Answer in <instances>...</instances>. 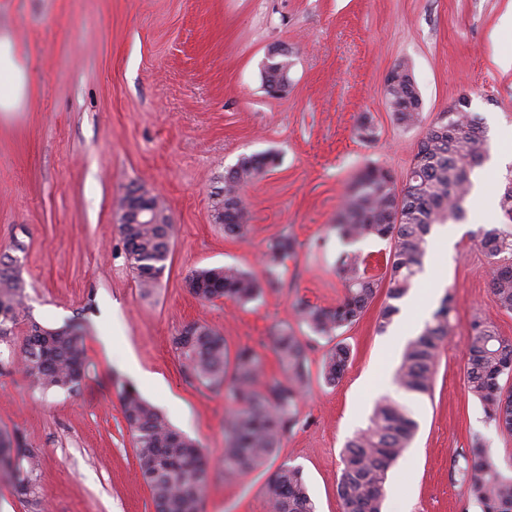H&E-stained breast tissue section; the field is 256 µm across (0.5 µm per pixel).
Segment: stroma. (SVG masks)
<instances>
[{
  "label": "stroma",
  "instance_id": "1",
  "mask_svg": "<svg viewBox=\"0 0 512 512\" xmlns=\"http://www.w3.org/2000/svg\"><path fill=\"white\" fill-rule=\"evenodd\" d=\"M510 14L512 0H0V35L30 64L19 106L0 112V254L15 258L25 282L14 337L0 342V432L39 449L46 512H154L119 403L125 384L219 459L230 404L189 383L172 344L195 321L230 349H253L270 374L279 371L271 336L288 323L306 346L308 378L279 450L244 478L214 468L203 512H267L262 488L284 463L302 468L318 512H341L342 451L367 428L375 386L402 348L378 329L386 296L377 293L339 330L351 358L326 384L329 345L294 305L336 306L340 260L354 252L366 276L384 281L390 240L343 239L336 218L366 168L403 180L431 122L460 97L487 127L491 160L476 179L500 195L512 170V29L502 26ZM274 46L290 52L277 96L262 82ZM401 62L423 100L421 122L408 128L386 95ZM253 154L275 162L244 190L248 234L229 237L213 194ZM134 185L163 201L173 224L170 260L149 296L119 229ZM463 209L444 226L452 247L432 252V278L417 276L411 291L424 300L450 291L456 311L430 394H396L419 429L386 483L404 488V499H385L383 512H481L453 471L478 443L512 475V435L469 393L465 359L474 320L512 338V313L492 302L489 262L472 238L502 216L477 213L472 195ZM283 233L295 251L259 300L204 304L186 288L201 268L264 277L267 245ZM34 322L83 323L89 376L78 393H41L19 369Z\"/></svg>",
  "mask_w": 512,
  "mask_h": 512
}]
</instances>
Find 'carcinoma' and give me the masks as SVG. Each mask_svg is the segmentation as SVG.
Masks as SVG:
<instances>
[{"instance_id": "obj_1", "label": "carcinoma", "mask_w": 512, "mask_h": 512, "mask_svg": "<svg viewBox=\"0 0 512 512\" xmlns=\"http://www.w3.org/2000/svg\"><path fill=\"white\" fill-rule=\"evenodd\" d=\"M290 62L286 54L264 66L265 87L283 91ZM388 104L397 122L411 127L420 121L423 103L411 68L400 63L386 88ZM488 145L482 118L470 111L462 97L441 112L420 141L413 165L402 187L383 168L369 167L360 176L352 198L343 209L336 231L344 238L376 236L392 243L386 278L387 299L379 328L399 311L395 302L413 288L428 254V236L436 224L457 220L470 194L474 171L487 159ZM274 163L269 154L242 158L224 175V186L214 194L215 217L224 233L242 237L248 231L244 187ZM134 186L122 198L121 209L136 206L151 213L155 222L120 224L126 258L146 293L158 286L171 254L170 217L157 197ZM504 224H512V175L506 178L499 199ZM476 245L489 258L490 295L501 310L512 312V229L479 228ZM295 241L282 234L269 245L271 262L287 258ZM358 255L341 260L344 296L334 307L304 301L295 304L297 316L313 333L333 341L322 374L325 382L338 381L349 362L346 345L335 341L340 328L356 322L375 298L378 283L361 270ZM194 295L201 302L225 298L246 304L262 293L250 273L227 265L192 273ZM23 303V287L16 268L0 257V341L11 337ZM455 312L450 292L402 351L395 382L407 394L431 391L436 359L448 339ZM83 327L70 324L47 329L34 325L24 339L22 367L42 392H77L89 375L82 342ZM272 342L280 373L266 375L261 358L250 348L229 349L224 336L204 323L194 322L173 338L184 360L187 378L231 402L224 429V453L219 465L224 474L242 477L264 465L280 447L284 433L295 423L307 387L304 344L288 324L277 327ZM466 378L469 392L483 405L488 421L512 434V390L503 376L512 375V340L484 322L473 324L467 345ZM124 419L139 461V476L148 488L155 512H202L210 485V458L198 442L175 429L167 418L132 385L119 393ZM419 424L412 411L392 397L378 400L368 428L348 442L343 455L337 494L342 512H382L389 469L403 456ZM461 478L480 502L483 512H512V477L494 470L477 448L463 456ZM40 452L24 448L10 436L0 435V476L7 478L29 508L41 512ZM273 512H316L298 466L282 464L264 485Z\"/></svg>"}]
</instances>
